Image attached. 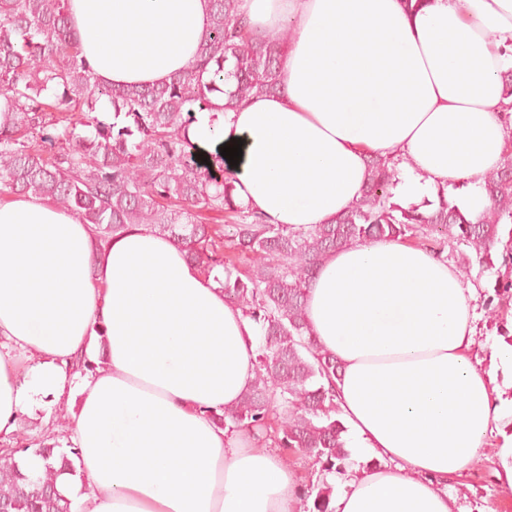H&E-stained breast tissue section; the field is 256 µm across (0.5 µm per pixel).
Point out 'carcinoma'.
<instances>
[{
    "label": "carcinoma",
    "instance_id": "carcinoma-1",
    "mask_svg": "<svg viewBox=\"0 0 512 512\" xmlns=\"http://www.w3.org/2000/svg\"><path fill=\"white\" fill-rule=\"evenodd\" d=\"M210 23L194 63L159 85L100 84L80 62L82 39L72 28L68 0H0V194L48 197L93 225L100 242L133 226L173 239L205 274L224 273V295L259 326L255 378L236 406L213 417L217 424L276 448L297 464L320 466L322 475L348 465L346 432L336 403L341 365L324 352L307 319V295L322 261L351 245L406 241L440 259L449 243L464 246L459 273L473 264L495 267L494 284L512 289V150L489 173L490 205L476 216L438 189L437 200L405 206L395 197V162L375 155L368 182L348 210L325 224H271L238 203L232 181L219 179L224 158L211 165L186 137L194 113L213 108L210 94H224V110L281 92L279 70L285 37L255 34L238 0H210ZM114 121L93 116L97 103ZM52 112H80L83 120ZM53 132H44L46 127ZM90 127L88 135L78 127ZM55 149L45 155V146ZM204 211L224 214L205 224ZM511 225L507 241L502 226ZM59 443H20L0 456V512H72L57 487L64 471L76 472L79 450L55 452ZM35 455L43 469L23 473L17 454ZM307 512H334L332 486L303 479Z\"/></svg>",
    "mask_w": 512,
    "mask_h": 512
}]
</instances>
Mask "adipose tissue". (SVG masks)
<instances>
[{
	"label": "adipose tissue",
	"instance_id": "obj_1",
	"mask_svg": "<svg viewBox=\"0 0 512 512\" xmlns=\"http://www.w3.org/2000/svg\"><path fill=\"white\" fill-rule=\"evenodd\" d=\"M261 36L287 34L282 94L197 113L206 152L241 141L237 202L272 223L323 224L358 200L365 158H399L411 203L467 183L489 204L505 150L500 71L512 69V0H240ZM81 57L105 85H155L196 58L209 0H69ZM342 366L347 447L386 460L335 475V512H455L444 486L512 411V349L493 369L468 356L471 312L445 262L400 241L325 259L307 303ZM257 328L168 237L133 227L101 244L45 197L0 202V438L44 397L71 409L61 478L72 512H300L290 464L214 422L254 380ZM84 359L92 372L74 371ZM504 384H497V376Z\"/></svg>",
	"mask_w": 512,
	"mask_h": 512
}]
</instances>
